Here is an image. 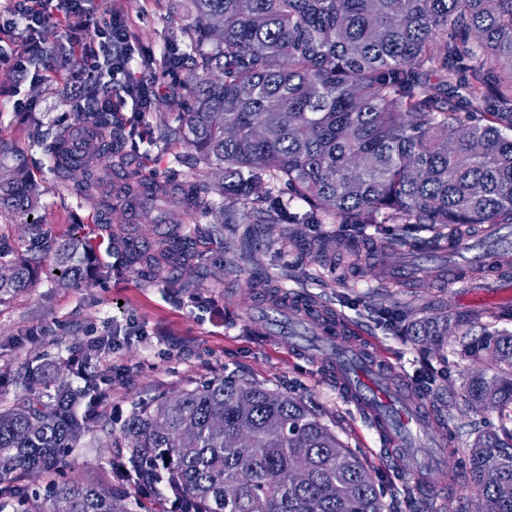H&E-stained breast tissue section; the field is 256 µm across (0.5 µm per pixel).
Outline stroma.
<instances>
[{
  "mask_svg": "<svg viewBox=\"0 0 512 512\" xmlns=\"http://www.w3.org/2000/svg\"><path fill=\"white\" fill-rule=\"evenodd\" d=\"M97 14L119 10L152 63L140 65L144 79L160 91L139 123L141 137L122 141L121 163H114L100 141H92L90 161L112 185L163 182L166 195L148 194L134 202L113 197L112 210L91 223L92 210L78 197L82 171L52 170L30 143L33 124L49 133L75 135V106L63 92L62 77H20L0 62V171L24 164L43 195L31 217L0 213V248L31 247L35 232L61 244L80 238L98 259L91 272L65 286L47 278L46 262L35 265L32 283L21 294L0 301V407L20 392L28 365L42 355L80 366V348L119 331L114 347L96 359V413L119 423L136 404L190 389L212 377L246 379L303 401L341 441L360 456L383 489L385 512H458L472 495L462 471L440 461L417 475L400 452L382 446L365 416L339 390L324 357L300 355L287 336L269 333L255 312L260 301L302 302L354 326L345 345L370 343L387 359L396 382L418 395L436 420L438 433L450 424L499 426L497 413L465 410L449 415L450 396L461 393L471 363L455 340L426 344L387 326L383 310H412L414 316L479 313L483 322L512 330V320H495L500 305L476 306L479 295H501L512 276L486 273L458 285L447 266L435 264L425 241L434 228L412 224H289L240 204H227L233 221L201 214L182 204L181 190L194 179L218 180L215 169L195 166L190 150L167 139L166 128L180 123L178 103L190 100L186 70L167 75L160 58L169 43H182L181 21L190 0H93ZM34 104L18 111L17 99ZM223 223L222 234L207 228ZM180 226L190 243L174 250V261L159 272L130 263L121 246L137 240L152 249ZM331 243L332 257L318 244ZM364 256L362 273L348 265L350 253ZM435 378L423 382L424 368ZM120 449L106 433H87L67 458L65 472L88 482L123 483ZM429 485L447 487L436 502L425 497Z\"/></svg>",
  "mask_w": 512,
  "mask_h": 512,
  "instance_id": "stroma-1",
  "label": "stroma"
}]
</instances>
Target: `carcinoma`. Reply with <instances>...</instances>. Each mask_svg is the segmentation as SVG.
I'll use <instances>...</instances> for the list:
<instances>
[{
    "instance_id": "obj_1",
    "label": "carcinoma",
    "mask_w": 512,
    "mask_h": 512,
    "mask_svg": "<svg viewBox=\"0 0 512 512\" xmlns=\"http://www.w3.org/2000/svg\"><path fill=\"white\" fill-rule=\"evenodd\" d=\"M183 26L194 55L192 95L175 130L195 164L224 171L183 188L210 212L230 194L262 202L283 186L303 214L344 224H429L448 229L512 224V0H192ZM61 66L70 43H51ZM77 121L113 139L97 93ZM30 138L59 170L73 167L63 137L35 126ZM99 203L112 189L84 166ZM39 197L27 169L0 177V205L27 214ZM54 253L59 281L83 277L84 244ZM0 276V300L27 288L31 260L16 253ZM469 315L400 324L406 336H458L461 354L492 364L464 383V405L512 422V331ZM0 408V485L66 465L83 434L111 422L79 411L87 392L45 363ZM125 484L51 481L37 510L10 497L12 512H140L149 493L170 512H384L382 492L357 453L288 393L222 377L136 404L122 422ZM453 452L475 489L472 512H512V431L475 429Z\"/></svg>"
}]
</instances>
